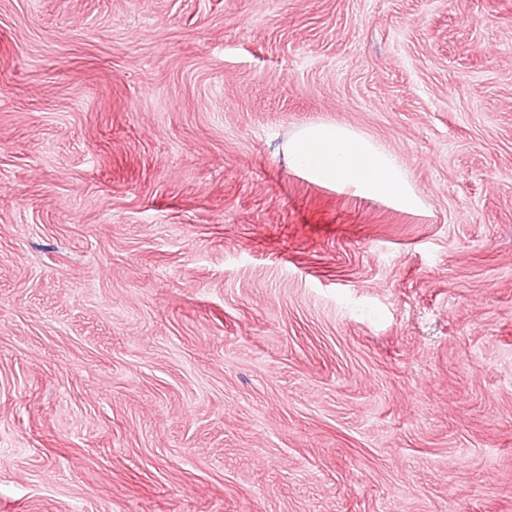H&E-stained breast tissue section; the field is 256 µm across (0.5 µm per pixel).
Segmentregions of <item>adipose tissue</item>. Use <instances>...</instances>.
<instances>
[{"label": "adipose tissue", "mask_w": 512, "mask_h": 512, "mask_svg": "<svg viewBox=\"0 0 512 512\" xmlns=\"http://www.w3.org/2000/svg\"><path fill=\"white\" fill-rule=\"evenodd\" d=\"M288 165L314 184L368 199H388L408 212L423 202L401 161L350 127L308 124L284 146Z\"/></svg>", "instance_id": "ef3b65f1"}]
</instances>
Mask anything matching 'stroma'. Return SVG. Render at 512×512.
I'll return each mask as SVG.
<instances>
[{
  "label": "stroma",
  "instance_id": "35a3bbf8",
  "mask_svg": "<svg viewBox=\"0 0 512 512\" xmlns=\"http://www.w3.org/2000/svg\"><path fill=\"white\" fill-rule=\"evenodd\" d=\"M0 512H512V0H0ZM283 149L290 169L314 184L389 199L408 212L423 206L398 157L350 127L311 123L291 135Z\"/></svg>",
  "mask_w": 512,
  "mask_h": 512
}]
</instances>
